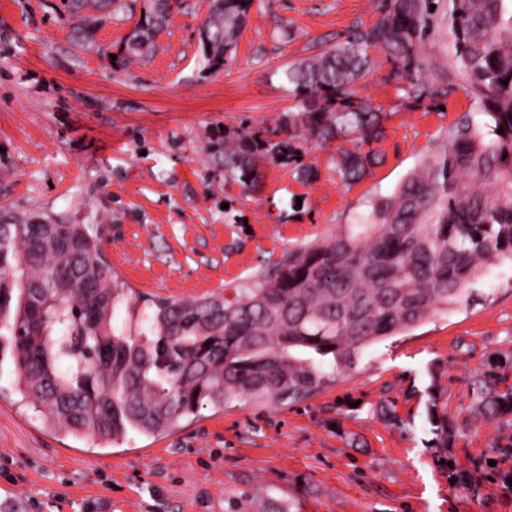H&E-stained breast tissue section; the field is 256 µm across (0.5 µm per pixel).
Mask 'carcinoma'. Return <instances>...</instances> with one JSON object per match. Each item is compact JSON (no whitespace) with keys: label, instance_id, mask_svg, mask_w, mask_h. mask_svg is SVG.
Returning a JSON list of instances; mask_svg holds the SVG:
<instances>
[{"label":"carcinoma","instance_id":"cac0c4a2","mask_svg":"<svg viewBox=\"0 0 512 512\" xmlns=\"http://www.w3.org/2000/svg\"><path fill=\"white\" fill-rule=\"evenodd\" d=\"M139 20L116 52V67L152 57L176 0H142ZM114 0H64L74 48L96 44ZM253 0H211L199 32L207 66L233 60ZM443 31L453 60L429 81L425 44ZM285 71L294 110L276 127L242 126L224 135V181L260 187L263 162H298L315 145L336 147L331 171L360 183L384 163L386 113L361 96L362 81L385 56V81L412 108H430L457 90L475 115L448 126L420 165L389 195L336 233L288 251L247 283L224 293L151 300L128 309L142 330L118 331L127 302L89 224L55 221L35 234L30 216L0 227V361L10 357L17 389L58 429L102 445L132 432L160 434L207 403H279L353 369L369 346L448 312L470 298L484 271L512 261V0H377L375 19ZM117 59H110V55ZM284 139H279V136ZM483 417L512 416V389L475 376ZM452 488L473 491L448 467Z\"/></svg>","mask_w":512,"mask_h":512}]
</instances>
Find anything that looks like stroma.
Segmentation results:
<instances>
[{"label": "stroma", "instance_id": "1", "mask_svg": "<svg viewBox=\"0 0 512 512\" xmlns=\"http://www.w3.org/2000/svg\"><path fill=\"white\" fill-rule=\"evenodd\" d=\"M120 7L76 50L63 0H0V210L92 225L131 290L193 297L248 281L289 249L336 232L389 194L430 140L474 111L464 91L445 108L400 106L379 73L365 95L387 111V158L351 187L332 149L307 157L308 183L287 160L265 163L245 195L211 152L225 132L291 111L284 71L308 39L345 38L374 18L372 0H253L235 58L207 69L199 32L210 0H180L161 49L112 68L142 0ZM231 210H224V203ZM512 387V264L491 269L473 301L367 348L353 369L293 403L210 406L159 435L109 448L50 428L0 363V488L28 512H512V423L480 418L472 377ZM393 406L390 422L382 407ZM457 428L442 443L434 417ZM475 480L463 495L449 463Z\"/></svg>", "mask_w": 512, "mask_h": 512}]
</instances>
